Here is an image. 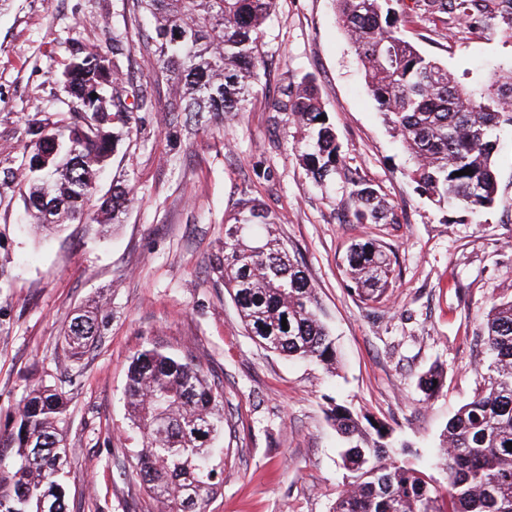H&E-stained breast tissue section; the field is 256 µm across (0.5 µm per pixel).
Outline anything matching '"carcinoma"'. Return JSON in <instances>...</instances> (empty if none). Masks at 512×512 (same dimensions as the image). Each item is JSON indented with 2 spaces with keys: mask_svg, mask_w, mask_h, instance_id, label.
Segmentation results:
<instances>
[{
  "mask_svg": "<svg viewBox=\"0 0 512 512\" xmlns=\"http://www.w3.org/2000/svg\"><path fill=\"white\" fill-rule=\"evenodd\" d=\"M152 20L148 31L112 33V58L83 44L73 47L60 80L67 94L62 116L28 121L35 147L21 182L32 225L83 218L96 194L100 169L133 133L144 90L123 77V60L142 42L157 73L170 85L166 111L203 127L214 115L245 108L265 68L259 44L276 0H131ZM338 21L360 59L367 87L385 121L410 154L412 181L438 203L470 214L491 207L498 191L499 133L512 128V72L480 88L463 86L400 30L403 0H336ZM441 19L453 14L474 26L489 17L491 0H416ZM274 111L288 113L299 138L295 149L318 184L341 180L360 223L394 224L396 213L372 184L341 163L340 147L313 81L288 88ZM470 170L458 176L456 172ZM121 185L98 210L118 221L129 204ZM276 214L247 193L224 216V256L218 272L249 336L287 358L336 361L317 292L303 265L277 236ZM352 290L365 304L386 301L394 276L388 252L373 242L347 255ZM100 308L79 309L64 348L79 360L102 332ZM287 327H282V320ZM489 356L473 398L448 421L437 449L447 485L395 457L396 442L379 422L365 428L346 407L327 418L347 449L348 472L330 512H512V298L492 304L482 332ZM425 399L442 387L432 369L418 380ZM125 400L138 447L132 472L166 512H206L223 459L224 390L187 358L154 346L137 352L127 371ZM68 401L46 383L34 386L15 415L0 426V512H69Z\"/></svg>",
  "mask_w": 512,
  "mask_h": 512,
  "instance_id": "carcinoma-1",
  "label": "carcinoma"
}]
</instances>
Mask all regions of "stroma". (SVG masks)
I'll return each instance as SVG.
<instances>
[{
	"label": "stroma",
	"instance_id": "obj_1",
	"mask_svg": "<svg viewBox=\"0 0 512 512\" xmlns=\"http://www.w3.org/2000/svg\"><path fill=\"white\" fill-rule=\"evenodd\" d=\"M128 17L126 0H0V425L33 384L57 385L70 411V512H146L148 494L126 456L135 442L123 390L132 356L150 344L192 359L224 386L222 484L206 512H329L346 477L325 416L332 399L386 423L403 443L399 459L445 481L428 454L474 395L492 303L512 297V132L499 143L498 198L479 220L420 195L334 0H276L262 40L266 70L244 112L195 132L165 111L166 81L132 48L129 75L151 104L107 161L98 193L121 184L133 199L109 233L99 213L41 241L15 178L25 122L59 109L55 76L72 42L111 52L112 31ZM401 30L467 86L512 68L510 18L470 27L410 8ZM307 78L344 166L385 196L398 223H357L341 186L317 185L301 164L295 128L271 104ZM245 192L279 215L283 242L315 285L339 354L335 372L285 359L246 334L216 270L224 213ZM365 241L395 258L380 304L349 290L346 255ZM95 301L102 336L73 361L64 330ZM435 365L444 386L428 400L418 380Z\"/></svg>",
	"mask_w": 512,
	"mask_h": 512
}]
</instances>
